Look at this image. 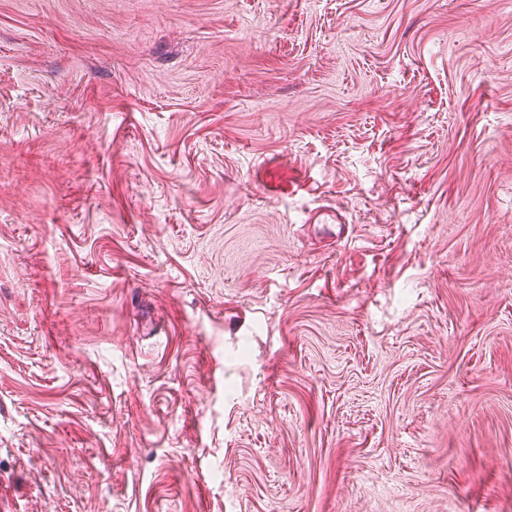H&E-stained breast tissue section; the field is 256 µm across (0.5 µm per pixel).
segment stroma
Returning a JSON list of instances; mask_svg holds the SVG:
<instances>
[{
  "instance_id": "obj_1",
  "label": "stroma",
  "mask_w": 512,
  "mask_h": 512,
  "mask_svg": "<svg viewBox=\"0 0 512 512\" xmlns=\"http://www.w3.org/2000/svg\"><path fill=\"white\" fill-rule=\"evenodd\" d=\"M0 512H512V0H0Z\"/></svg>"
}]
</instances>
